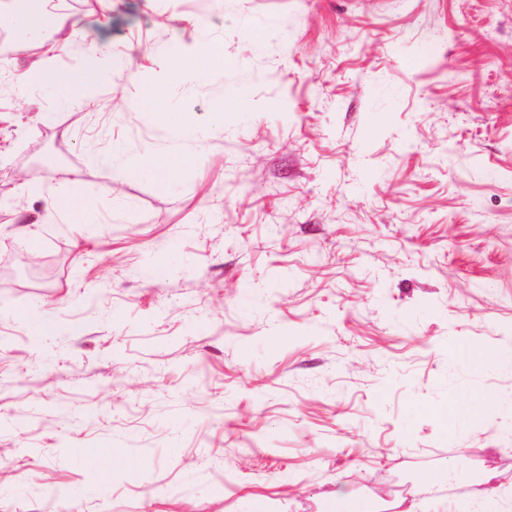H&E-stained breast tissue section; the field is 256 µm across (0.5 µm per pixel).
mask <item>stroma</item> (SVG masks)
Wrapping results in <instances>:
<instances>
[{
	"instance_id": "stroma-1",
	"label": "stroma",
	"mask_w": 512,
	"mask_h": 512,
	"mask_svg": "<svg viewBox=\"0 0 512 512\" xmlns=\"http://www.w3.org/2000/svg\"><path fill=\"white\" fill-rule=\"evenodd\" d=\"M42 23L59 68L132 62L93 88L111 109L63 106L27 82L41 43L0 29V512L512 492V368L455 352L512 347V0H54ZM202 33L223 65L171 78ZM163 80L196 138L141 111ZM111 146L188 160L162 182L91 163ZM61 189L87 223L47 209Z\"/></svg>"
}]
</instances>
